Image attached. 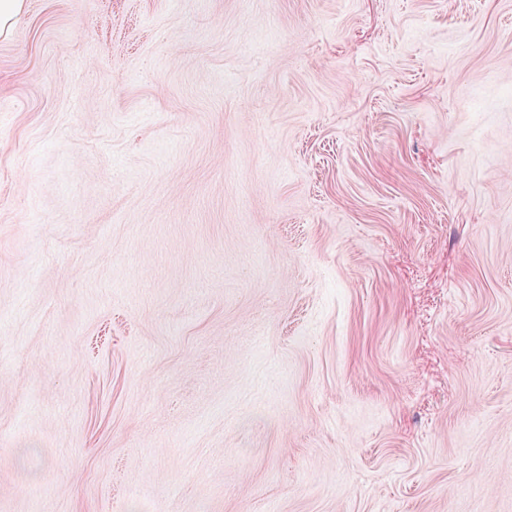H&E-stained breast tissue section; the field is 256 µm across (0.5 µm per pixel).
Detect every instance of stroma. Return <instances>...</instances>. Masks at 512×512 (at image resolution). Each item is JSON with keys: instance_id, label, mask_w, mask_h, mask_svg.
<instances>
[{"instance_id": "35a3bbf8", "label": "stroma", "mask_w": 512, "mask_h": 512, "mask_svg": "<svg viewBox=\"0 0 512 512\" xmlns=\"http://www.w3.org/2000/svg\"><path fill=\"white\" fill-rule=\"evenodd\" d=\"M0 512H512V0H25Z\"/></svg>"}]
</instances>
